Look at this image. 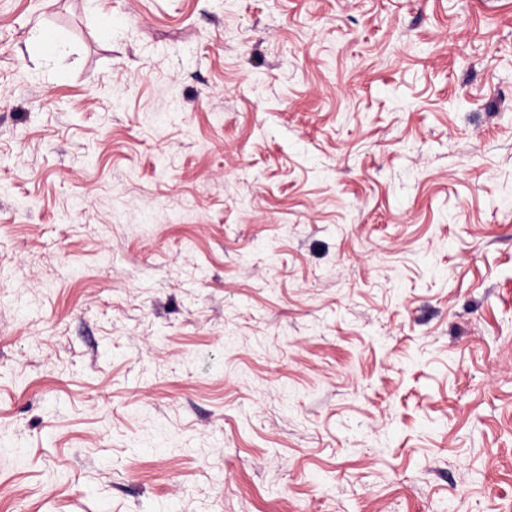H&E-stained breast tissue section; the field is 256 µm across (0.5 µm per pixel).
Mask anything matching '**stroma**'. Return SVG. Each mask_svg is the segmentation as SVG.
<instances>
[{
	"label": "stroma",
	"instance_id": "35a3bbf8",
	"mask_svg": "<svg viewBox=\"0 0 512 512\" xmlns=\"http://www.w3.org/2000/svg\"><path fill=\"white\" fill-rule=\"evenodd\" d=\"M0 512H512V0H0Z\"/></svg>",
	"mask_w": 512,
	"mask_h": 512
}]
</instances>
